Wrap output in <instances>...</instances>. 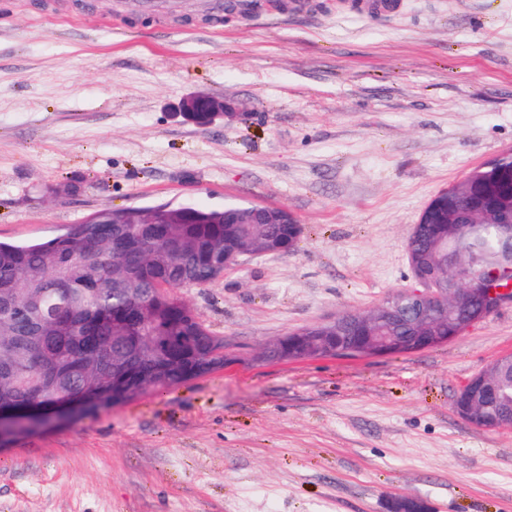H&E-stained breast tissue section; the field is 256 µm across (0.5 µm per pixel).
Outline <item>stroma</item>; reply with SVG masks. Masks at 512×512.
Segmentation results:
<instances>
[{
    "instance_id": "obj_1",
    "label": "stroma",
    "mask_w": 512,
    "mask_h": 512,
    "mask_svg": "<svg viewBox=\"0 0 512 512\" xmlns=\"http://www.w3.org/2000/svg\"><path fill=\"white\" fill-rule=\"evenodd\" d=\"M0 0V240L99 209H287L293 251L181 289L224 368L50 423L0 451V512H512V429L463 385L512 354V302L448 343L266 362L263 347L413 283L406 241L440 191L512 152V0H259L206 21ZM238 119L172 117L192 92Z\"/></svg>"
}]
</instances>
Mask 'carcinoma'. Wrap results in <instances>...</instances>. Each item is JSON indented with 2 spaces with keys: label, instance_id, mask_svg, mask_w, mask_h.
Listing matches in <instances>:
<instances>
[{
  "label": "carcinoma",
  "instance_id": "obj_1",
  "mask_svg": "<svg viewBox=\"0 0 512 512\" xmlns=\"http://www.w3.org/2000/svg\"><path fill=\"white\" fill-rule=\"evenodd\" d=\"M472 202L479 231L462 248L492 264L500 250L497 213L512 207V168L477 180L471 173L435 196L409 237L423 274L452 281L445 254L460 205ZM191 224H74L44 242H0V408L51 404L62 396L96 397L99 406L133 398L135 383L178 385L224 365L212 354L209 333L178 289L204 286L224 274V249L272 252L301 234L289 224H225L224 216L251 219L250 205L199 207ZM93 254L97 262H84ZM63 305L83 335L65 331L51 316ZM132 315L139 330L127 342L112 330ZM308 349L270 351L268 358L299 359L309 349L338 350L358 341L344 326L325 341L321 325L304 328Z\"/></svg>",
  "mask_w": 512,
  "mask_h": 512
}]
</instances>
